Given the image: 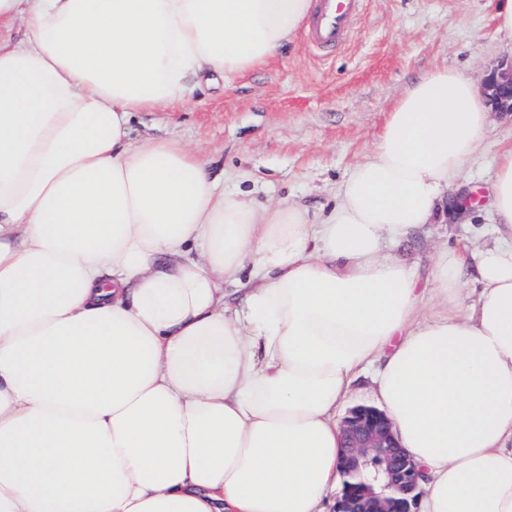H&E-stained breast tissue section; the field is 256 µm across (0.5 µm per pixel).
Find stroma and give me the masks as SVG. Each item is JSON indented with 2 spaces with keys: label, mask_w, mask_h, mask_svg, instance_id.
I'll return each instance as SVG.
<instances>
[{
  "label": "stroma",
  "mask_w": 512,
  "mask_h": 512,
  "mask_svg": "<svg viewBox=\"0 0 512 512\" xmlns=\"http://www.w3.org/2000/svg\"><path fill=\"white\" fill-rule=\"evenodd\" d=\"M512 52L493 0H365L350 41L329 55L288 45L268 67L198 93L175 110L138 113L132 137L173 138L204 154L228 192L256 202L287 201L319 220L339 184L381 131L392 104L440 65L480 80ZM512 145V116L495 113L457 188L488 195L499 150ZM492 239L487 205L455 217L437 214L391 255L428 277L432 256Z\"/></svg>",
  "instance_id": "35a3bbf8"
}]
</instances>
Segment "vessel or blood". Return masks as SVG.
Here are the masks:
<instances>
[{"label":"vessel or blood","mask_w":512,"mask_h":512,"mask_svg":"<svg viewBox=\"0 0 512 512\" xmlns=\"http://www.w3.org/2000/svg\"><path fill=\"white\" fill-rule=\"evenodd\" d=\"M316 7L308 25L306 46L331 49L343 44L352 22L359 14L362 0H315Z\"/></svg>","instance_id":"b4317fda"}]
</instances>
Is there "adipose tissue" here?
Instances as JSON below:
<instances>
[{
	"instance_id": "ef3b65f1",
	"label": "adipose tissue",
	"mask_w": 512,
	"mask_h": 512,
	"mask_svg": "<svg viewBox=\"0 0 512 512\" xmlns=\"http://www.w3.org/2000/svg\"><path fill=\"white\" fill-rule=\"evenodd\" d=\"M314 9L0 0V512H327L366 373L422 512H512V147L491 246L439 252L426 288L384 252L486 135L482 85L419 79L317 223L131 138L134 113L267 66Z\"/></svg>"
}]
</instances>
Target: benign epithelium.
<instances>
[{"label":"benign epithelium","instance_id":"7a95c632","mask_svg":"<svg viewBox=\"0 0 512 512\" xmlns=\"http://www.w3.org/2000/svg\"><path fill=\"white\" fill-rule=\"evenodd\" d=\"M496 112L512 115V55L507 53L483 79ZM468 190L450 201L461 214L473 205ZM342 495L335 512H417L420 470L398 444L388 417L369 405L351 408L342 421Z\"/></svg>","mask_w":512,"mask_h":512}]
</instances>
